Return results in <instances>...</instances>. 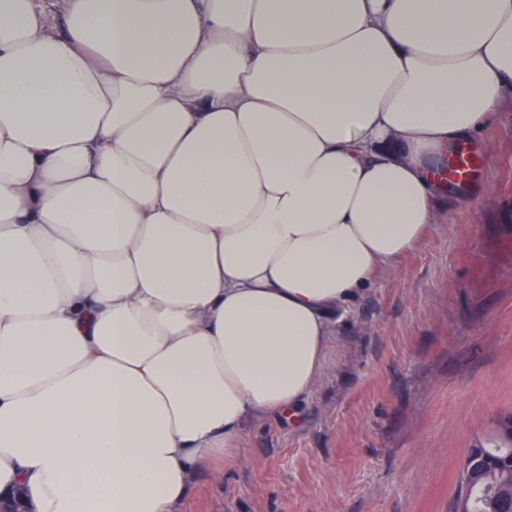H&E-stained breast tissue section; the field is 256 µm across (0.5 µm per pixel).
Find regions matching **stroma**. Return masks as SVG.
<instances>
[{
	"label": "stroma",
	"instance_id": "35a3bbf8",
	"mask_svg": "<svg viewBox=\"0 0 512 512\" xmlns=\"http://www.w3.org/2000/svg\"><path fill=\"white\" fill-rule=\"evenodd\" d=\"M477 180L337 326L299 423L263 419L180 512H449L459 462L512 410V107Z\"/></svg>",
	"mask_w": 512,
	"mask_h": 512
}]
</instances>
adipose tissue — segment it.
I'll return each mask as SVG.
<instances>
[{
  "mask_svg": "<svg viewBox=\"0 0 512 512\" xmlns=\"http://www.w3.org/2000/svg\"><path fill=\"white\" fill-rule=\"evenodd\" d=\"M0 0V493L178 512L512 101V0Z\"/></svg>",
  "mask_w": 512,
  "mask_h": 512,
  "instance_id": "obj_1",
  "label": "adipose tissue"
}]
</instances>
